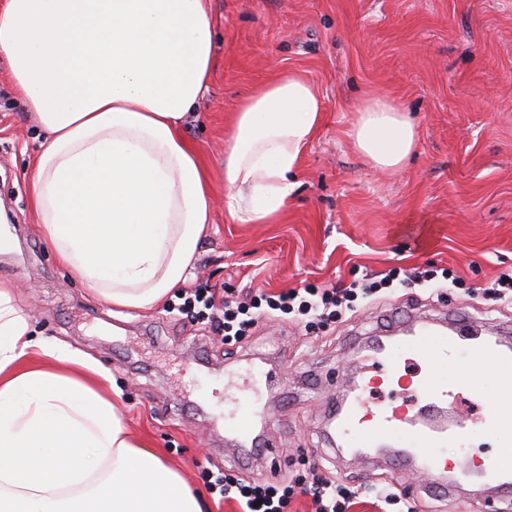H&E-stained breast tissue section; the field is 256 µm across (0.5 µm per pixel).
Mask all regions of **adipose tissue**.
I'll return each mask as SVG.
<instances>
[{"label":"adipose tissue","instance_id":"ef3b65f1","mask_svg":"<svg viewBox=\"0 0 512 512\" xmlns=\"http://www.w3.org/2000/svg\"><path fill=\"white\" fill-rule=\"evenodd\" d=\"M214 40L205 0H0V57L43 133L31 173L39 231L106 304L162 303L197 258L213 198L180 127L208 90ZM319 116L297 71L243 99L224 142L233 223L286 212ZM349 136L367 164L395 173L418 127L371 92ZM108 380L32 336L0 286V512H202L177 468L128 434Z\"/></svg>","mask_w":512,"mask_h":512}]
</instances>
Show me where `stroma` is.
I'll list each match as a JSON object with an SVG mask.
<instances>
[{
  "label": "stroma",
  "mask_w": 512,
  "mask_h": 512,
  "mask_svg": "<svg viewBox=\"0 0 512 512\" xmlns=\"http://www.w3.org/2000/svg\"><path fill=\"white\" fill-rule=\"evenodd\" d=\"M215 22L209 89L182 124L210 173L213 222L198 246L188 286L203 280L240 289L348 287L370 275H402L391 294L360 305L347 321L261 324L225 344L170 313L176 296L150 309L112 306L75 279L38 232L31 166L42 133L15 95L0 59V284L12 287L34 335L107 369V390L129 434L166 455L204 501L205 512H238L212 494V476L296 484L309 472L355 493L350 512H384L387 482L412 512H498L467 488L448 494L415 472L374 469L334 451L325 414L360 368L348 344L380 319L406 311L436 316L454 307L478 325L512 315L490 288L512 267V0H207ZM317 87L321 122L300 159L299 186L277 224H234L224 214V141L240 100L280 73ZM376 90L418 124L414 157L400 172L372 169L354 150L353 109ZM440 268L455 282L428 291L411 272ZM276 364L264 432L277 464L235 460L223 406L211 396L225 367L243 358Z\"/></svg>",
  "instance_id": "1"
}]
</instances>
